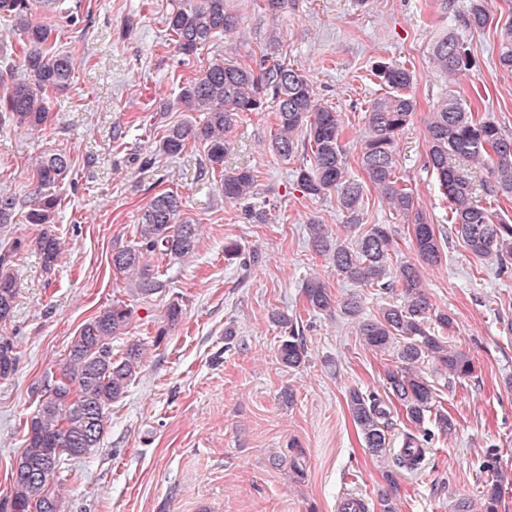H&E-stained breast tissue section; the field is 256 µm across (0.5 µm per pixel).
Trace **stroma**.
I'll return each mask as SVG.
<instances>
[{"label":"stroma","instance_id":"stroma-1","mask_svg":"<svg viewBox=\"0 0 512 512\" xmlns=\"http://www.w3.org/2000/svg\"><path fill=\"white\" fill-rule=\"evenodd\" d=\"M68 2L78 7L76 20L47 10L38 19L76 61L70 89L51 103L42 133L0 128V189L16 193L20 210L34 190L30 156L60 149L72 164L56 226L66 254L49 277L35 252L18 255L16 311L0 324L17 355L15 374L0 380V512H10L11 471L42 390L59 376L72 338L117 299L133 319L128 334L113 339L112 352L144 342L143 364L110 407L99 448L57 471L63 512H342L348 498L380 512L389 470L399 512H482L483 487L495 479L498 512H512V270L496 274L456 237L426 165L429 105L449 86L431 64L433 31L419 0H368L362 8L353 0H296L279 21L290 64L342 115L351 172L360 170L358 136L380 92L372 66L392 62L414 74L418 106L398 142L396 174L442 244V262L424 271L423 286L434 307L454 319L449 342L468 354L475 372L452 382L437 364L422 363L434 408L447 413L452 428L444 432L427 420L425 460L413 471L371 456L347 407L352 388L387 397L385 374L395 356L368 348L345 317L303 307L302 284L311 277L338 299L360 294L368 318L387 296L347 282L312 250L308 222L320 220L338 234L344 217L335 195L314 199L300 191L294 172L302 155L285 161L269 152L274 114L254 112L237 123L226 161L259 172L271 203L263 224L224 200L218 178L201 167L200 144L175 157L157 152L169 125L204 119L175 108L179 84L214 60H247L263 46L269 19L253 0H230L242 15L241 34L215 37L184 58L165 32L174 0ZM469 42L476 65L456 90L512 133V72L498 64L495 26ZM170 190L183 197V216L200 224L201 236L193 258L161 261L163 286L144 298L113 271L112 251L134 244L142 211ZM364 221L391 230V264L414 259L410 219L390 213L372 190ZM231 242L241 248L233 260L224 256ZM174 302L182 319L158 336ZM276 313L293 319L303 336L298 368L278 359L288 330L272 322ZM294 457L304 471L299 480L289 469Z\"/></svg>","mask_w":512,"mask_h":512}]
</instances>
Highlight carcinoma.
Segmentation results:
<instances>
[{
  "mask_svg": "<svg viewBox=\"0 0 512 512\" xmlns=\"http://www.w3.org/2000/svg\"><path fill=\"white\" fill-rule=\"evenodd\" d=\"M506 2L508 16L496 27L498 63L508 71L512 70V0ZM56 5L58 0H0V13L19 35L12 56L0 55L11 79L8 93L0 98L1 127L43 129L49 104L70 86L74 58L56 48L51 29L35 18L39 8ZM254 6L277 21L295 2L257 0ZM438 9L439 18L451 16L454 24L434 38L430 59L435 70L455 84L474 66L467 36L485 29L494 17L487 0H467L461 9L455 0H438ZM165 25L175 48L189 57L214 37L239 29L240 16L227 0H176ZM281 42V29L273 26L267 31L265 47L251 52L252 63L217 59L199 76L179 85L176 105L185 112L203 113L204 121L199 127L178 123L165 129L159 152L172 157L182 153L189 140L201 142L206 165L220 178L224 200L243 205L246 218L262 224L267 221L266 201L261 199L255 170L227 169L224 161L234 150L232 129L244 114L275 113L276 130L269 143L272 154L284 160L301 150L311 155L310 163L294 171L299 187L311 197L336 193L345 227L355 231L352 237L339 239L313 221L307 224L313 251L328 257L348 281L391 296L401 290L400 298L371 318L362 317L358 295L340 302L318 277L303 284L305 302L317 314L341 312L371 349L396 352L398 365L386 372L389 394L406 419L420 428L433 411L434 393L418 370L419 362L428 357L458 380L472 377L475 365L467 354L448 345L446 334L454 329L453 319L435 311L422 287L420 268L441 262L442 245L396 176L399 135L417 108L411 93L413 72L390 63L371 69L383 93L373 98L365 112L359 136L358 164L364 174L360 180L348 172V132L341 114L322 102L303 70L273 55L271 49ZM429 111L427 164L449 206L454 232L471 254L496 265L502 274L512 259V220L496 216L488 205L512 198V135L502 132L493 118L477 117L473 104L452 89ZM476 167L487 170L489 177L476 180L472 175ZM28 168L36 189L24 219L40 227L37 236L13 234L18 201L15 195L0 191V322L10 320L16 307L13 258L31 249L38 254L43 272L51 274L63 255L54 226L60 203L57 191L68 177L70 157L65 152L42 153L29 161ZM370 187L386 200L392 213L413 217L414 260L390 266L396 240L387 225L362 229L364 194ZM181 207V198L172 192L155 196L137 226L138 241L112 252L113 268L145 298L163 287L154 256L183 261L195 253L199 225L179 219ZM131 319L129 307L114 302L72 339L66 365L42 392L40 406L28 423L26 446L11 471V512H62L61 498L52 486L62 457L78 458L100 445L109 407L124 396L142 364L144 345L139 341L129 344L123 356L112 355V339L127 333ZM278 322L290 327L288 338L279 346V358L286 367L297 368L305 357L303 339L292 321L280 318ZM16 369L13 344L0 339V380L10 378ZM347 406L371 455L385 458L392 425L387 403L353 389ZM424 454L419 439L406 433L394 460L401 468L406 464L416 468Z\"/></svg>",
  "mask_w": 512,
  "mask_h": 512,
  "instance_id": "obj_1",
  "label": "carcinoma"
}]
</instances>
